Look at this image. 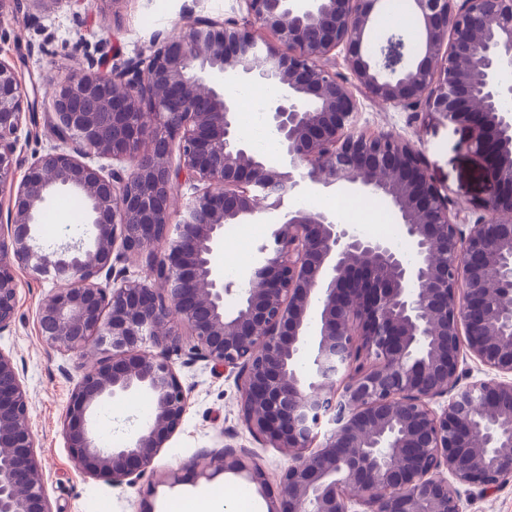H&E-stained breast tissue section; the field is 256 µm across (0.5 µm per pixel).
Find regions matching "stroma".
I'll use <instances>...</instances> for the list:
<instances>
[{"mask_svg":"<svg viewBox=\"0 0 512 512\" xmlns=\"http://www.w3.org/2000/svg\"><path fill=\"white\" fill-rule=\"evenodd\" d=\"M243 19L239 0H102L95 6H75L73 0H25L21 9L5 5L0 10V61L13 68L17 80L35 102V110L18 133L15 180H22L30 163L55 145L49 82L72 75L86 64L88 47L107 43L105 66L130 60H145L153 37L187 25L193 18ZM43 28L50 35L42 43L34 33ZM360 130L369 134L391 131L419 142L428 160L429 173L450 196L477 203L488 186L482 158L460 150L468 136L466 128L453 125L438 115H425L391 108L369 99L362 100L357 114ZM73 194L60 191L46 203L36 228L40 241L56 246L72 239L70 219L63 206ZM19 283L16 318L9 330L0 333V350L10 353L21 381L30 395L28 422L35 437L40 464L39 479L53 512H171L177 500L203 488L192 461L200 454L225 447L250 453L267 476L266 488L247 483L243 476L226 473L217 486H248L261 512L279 491V478L291 462L287 449L273 448L254 437L241 419V392L234 379L215 373L204 361L189 362L186 351L171 359L184 384L188 407L181 427L154 460V474L178 470V485L155 484L145 476L135 485H112L81 474L71 457L63 434L64 415L71 392L89 366L79 354L50 348L41 338L37 311L52 293L49 279H36L16 268ZM99 415L100 431L124 439L141 420L139 401L117 398L105 403ZM121 411L120 420L109 417ZM466 512H512V478L488 493L463 486L459 489Z\"/></svg>","mask_w":512,"mask_h":512,"instance_id":"stroma-1","label":"stroma"}]
</instances>
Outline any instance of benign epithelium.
Masks as SVG:
<instances>
[{"mask_svg": "<svg viewBox=\"0 0 512 512\" xmlns=\"http://www.w3.org/2000/svg\"><path fill=\"white\" fill-rule=\"evenodd\" d=\"M383 5L244 0L249 22L194 19L155 35L144 61L109 70L99 43L87 68L50 84L59 146L18 184L27 97L0 62V195L10 200L0 218V334L14 322L21 265L55 283L37 312L48 346L112 352L83 373L65 412L82 473L134 485L153 472L188 407L170 357L184 328L190 353L240 386L250 433L291 453L268 512H464L458 486L484 492L512 476V113L501 109L512 101L501 79L512 70V0H410L420 41L408 50L395 34L371 42ZM335 52L351 80L321 64ZM228 77L279 89L265 112L280 162L254 155L239 134ZM359 94L469 127L463 148L489 176L475 220L432 181L414 141L356 129ZM76 99L99 111L74 109ZM92 156L122 165L105 176ZM183 179L192 195L182 204ZM304 183L387 198L406 250L332 213L284 210ZM59 190L84 203L90 245L46 248L34 235ZM270 212L279 225L228 314L224 225ZM118 246L146 258L144 279L115 268ZM148 340L161 350L142 349ZM467 357L485 377L463 368ZM132 395L153 402L150 419L103 446L97 411ZM27 412L16 362L0 349V512H52L30 483L38 463ZM228 472L265 483L234 448L211 454L199 475Z\"/></svg>", "mask_w": 512, "mask_h": 512, "instance_id": "benign-epithelium-1", "label": "benign epithelium"}]
</instances>
